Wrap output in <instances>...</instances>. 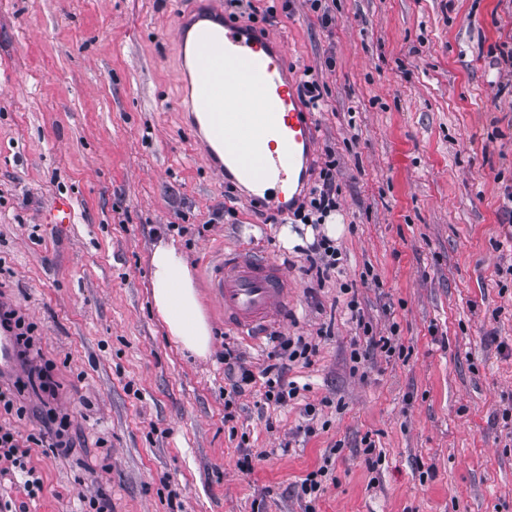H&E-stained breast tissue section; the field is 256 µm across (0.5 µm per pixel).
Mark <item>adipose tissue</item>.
<instances>
[{
	"instance_id": "obj_1",
	"label": "adipose tissue",
	"mask_w": 512,
	"mask_h": 512,
	"mask_svg": "<svg viewBox=\"0 0 512 512\" xmlns=\"http://www.w3.org/2000/svg\"><path fill=\"white\" fill-rule=\"evenodd\" d=\"M148 264L153 306L168 336L191 355L206 357L212 328L184 255L175 245L162 243L151 251Z\"/></svg>"
}]
</instances>
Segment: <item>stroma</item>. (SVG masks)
<instances>
[{
	"instance_id": "35a3bbf8",
	"label": "stroma",
	"mask_w": 512,
	"mask_h": 512,
	"mask_svg": "<svg viewBox=\"0 0 512 512\" xmlns=\"http://www.w3.org/2000/svg\"><path fill=\"white\" fill-rule=\"evenodd\" d=\"M254 5L290 71L325 87L314 159L339 162L344 280L407 360L352 371L341 282L281 240L321 227L265 221L198 154L177 110L185 0H0V296L35 325L71 438L33 448L38 497L0 476V512L101 492L112 512H304L300 481L327 455L319 512H512V97L494 87L512 0H332L328 25L305 0ZM60 198L71 223L48 221ZM171 239L213 328L204 359L152 308L147 257ZM240 244L287 268L275 330L318 351L289 373L303 397L269 405L258 382L228 420L225 344L255 372L273 349L226 328L206 284L214 251Z\"/></svg>"
}]
</instances>
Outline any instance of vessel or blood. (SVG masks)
I'll return each mask as SVG.
<instances>
[{"label":"vessel or blood","instance_id":"1","mask_svg":"<svg viewBox=\"0 0 512 512\" xmlns=\"http://www.w3.org/2000/svg\"><path fill=\"white\" fill-rule=\"evenodd\" d=\"M179 73L189 80L187 111L202 117L205 129L223 122L215 138L213 170L225 182H245L250 204L287 214L298 201L315 150L310 112L296 81L288 77L282 42L224 15L223 0H188L176 31ZM262 101L259 118L269 141L251 143L239 111L245 97ZM224 308L225 326L256 336L288 302V272L251 249H239L216 263L209 280Z\"/></svg>","mask_w":512,"mask_h":512}]
</instances>
